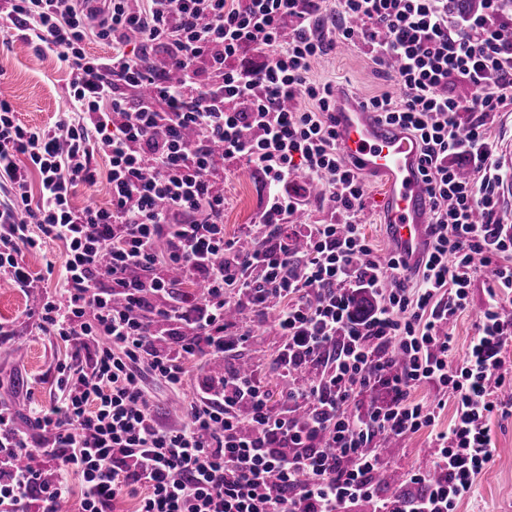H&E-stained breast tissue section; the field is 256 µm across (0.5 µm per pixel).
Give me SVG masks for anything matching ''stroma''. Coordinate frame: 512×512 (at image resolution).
Masks as SVG:
<instances>
[{
	"label": "stroma",
	"mask_w": 512,
	"mask_h": 512,
	"mask_svg": "<svg viewBox=\"0 0 512 512\" xmlns=\"http://www.w3.org/2000/svg\"><path fill=\"white\" fill-rule=\"evenodd\" d=\"M312 79L328 80L337 89L360 98L393 91L385 74L378 71L365 49L351 48L321 59L313 68ZM68 71L55 55H37L32 46L16 33L0 32V99L9 101L21 123L28 126L53 125L67 108ZM366 195L361 213V230L379 257H387L392 249L384 225L376 216L380 181L364 179ZM264 176L246 164L227 165L224 172V234L242 237L247 225L257 223ZM24 260L38 280L34 287L16 288L7 277H0V324L8 335L0 340V404L10 408L19 427L31 426V411L52 405L57 399L55 383L67 349L63 342L40 331L39 312L47 295L60 288L58 277H44L46 263L62 266L66 253L61 243L49 241L40 251L29 252ZM486 277H478L470 290L467 311L449 326L453 337L452 358L466 351L475 332L477 316L487 295ZM275 311L258 313L243 309L231 322L234 331L253 329L250 346L239 356L224 359L225 367L239 361L251 362L262 370L272 405H279L281 382L271 365L280 344L274 327ZM23 356H15V349ZM503 410L493 415L489 426L496 445L491 465L476 478L474 493L463 499L456 512H512V397L502 399ZM431 437L428 430L396 438L391 447L382 449L383 468L413 475L425 470L431 461Z\"/></svg>",
	"instance_id": "obj_1"
}]
</instances>
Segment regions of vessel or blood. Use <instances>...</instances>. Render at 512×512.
Wrapping results in <instances>:
<instances>
[{
	"label": "vessel or blood",
	"mask_w": 512,
	"mask_h": 512,
	"mask_svg": "<svg viewBox=\"0 0 512 512\" xmlns=\"http://www.w3.org/2000/svg\"><path fill=\"white\" fill-rule=\"evenodd\" d=\"M333 114L343 155L383 182L379 213L393 253L408 266L418 265L430 241L432 209L422 176L418 138L383 121L346 92L337 94Z\"/></svg>",
	"instance_id": "vessel-or-blood-1"
}]
</instances>
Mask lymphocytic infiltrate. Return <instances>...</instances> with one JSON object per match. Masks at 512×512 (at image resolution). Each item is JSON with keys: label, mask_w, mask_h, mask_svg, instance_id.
Returning <instances> with one entry per match:
<instances>
[{"label": "lymphocytic infiltrate", "mask_w": 512, "mask_h": 512, "mask_svg": "<svg viewBox=\"0 0 512 512\" xmlns=\"http://www.w3.org/2000/svg\"><path fill=\"white\" fill-rule=\"evenodd\" d=\"M511 1L479 0L469 12L448 0H338L325 20L318 0H111L104 14L91 0H6L7 29L60 57L69 79L68 111L50 127L21 124L0 99V276L32 287L25 252L64 245L63 291L44 302L40 327L72 353L55 404L35 417L52 446L0 406V512H58L72 474L79 512H116L127 499L135 512H338L373 494L374 438L425 428L443 479L408 512H455L494 457V389L507 382L499 352L512 338L500 315L512 301V225L497 216L489 134L512 104V40L501 32ZM92 37L111 42V56H88ZM343 46L367 48L398 90L365 106L420 142L432 238L412 270L397 255L378 258L363 235L365 184L337 146L336 87L309 79ZM160 52L178 81L153 66ZM98 153L111 204L76 207ZM228 162L265 178L247 248L224 235ZM313 188L338 220L292 223ZM481 275L488 299L465 355L449 364L448 326ZM187 281L200 300L183 293ZM361 293L372 298L363 317ZM274 300L280 411L258 369L192 381L191 363L249 341L227 337L228 305ZM424 383L454 398L445 430L435 428L440 404L411 397ZM188 386L184 419L165 424L155 390ZM378 388L389 402L349 411L352 397ZM274 480L282 494L271 493Z\"/></svg>", "instance_id": "obj_1"}]
</instances>
